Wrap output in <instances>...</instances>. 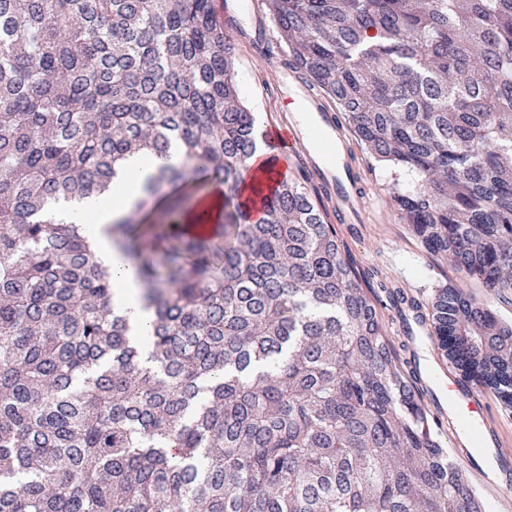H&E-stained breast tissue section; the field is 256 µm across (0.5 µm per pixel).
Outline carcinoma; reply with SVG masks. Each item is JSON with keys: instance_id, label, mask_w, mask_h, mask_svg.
<instances>
[{"instance_id": "cac0c4a2", "label": "carcinoma", "mask_w": 512, "mask_h": 512, "mask_svg": "<svg viewBox=\"0 0 512 512\" xmlns=\"http://www.w3.org/2000/svg\"><path fill=\"white\" fill-rule=\"evenodd\" d=\"M283 64L371 154L417 179L407 223L512 291V0H271ZM213 0H0V512H482L404 380L377 298L321 200L235 194L257 149ZM160 165L156 213L109 226L143 287V344L82 227L46 216ZM227 186L223 221L187 190ZM461 381L512 408V324L432 304Z\"/></svg>"}]
</instances>
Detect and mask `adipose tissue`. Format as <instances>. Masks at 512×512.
Returning <instances> with one entry per match:
<instances>
[{
    "instance_id": "obj_1",
    "label": "adipose tissue",
    "mask_w": 512,
    "mask_h": 512,
    "mask_svg": "<svg viewBox=\"0 0 512 512\" xmlns=\"http://www.w3.org/2000/svg\"><path fill=\"white\" fill-rule=\"evenodd\" d=\"M158 159H150L137 153L124 161L115 179L111 196H99L66 203L52 214L53 219L83 226L99 261L112 270L114 303L127 312L135 336L146 334L149 316L139 301L140 287L132 269L118 256L105 233L113 221L130 212L140 195L144 180L158 166Z\"/></svg>"
}]
</instances>
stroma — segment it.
I'll return each instance as SVG.
<instances>
[{"mask_svg": "<svg viewBox=\"0 0 512 512\" xmlns=\"http://www.w3.org/2000/svg\"><path fill=\"white\" fill-rule=\"evenodd\" d=\"M229 0H214L218 20L225 26L240 25L244 31L236 37L235 69L241 84V97L247 107L262 106L260 126L279 122L282 115L281 88L272 76L283 68L286 46L275 26L268 0H248L246 11H228ZM356 167L362 182L369 189L372 218L367 224L337 225V234L344 244L363 287L379 289L388 286L400 291L396 303L382 302L377 311L385 336L404 372L420 370L421 381L428 390L421 395L432 429V437L444 448L449 461L457 459L459 435L450 433L448 422L438 416L436 403H447L441 391L454 369L437 348L436 335L429 317L438 289L457 287L491 309L499 319L512 322V291L496 293L481 280L466 276L443 254L431 252L406 223L394 198L393 189L406 185L410 177L400 167L377 161L363 144L355 146ZM421 318V328L406 334L402 318ZM479 395L485 405V429L493 434L498 448L491 452L486 468L496 479L512 477V410L505 409L486 388Z\"/></svg>", "mask_w": 512, "mask_h": 512, "instance_id": "1", "label": "stroma"}]
</instances>
